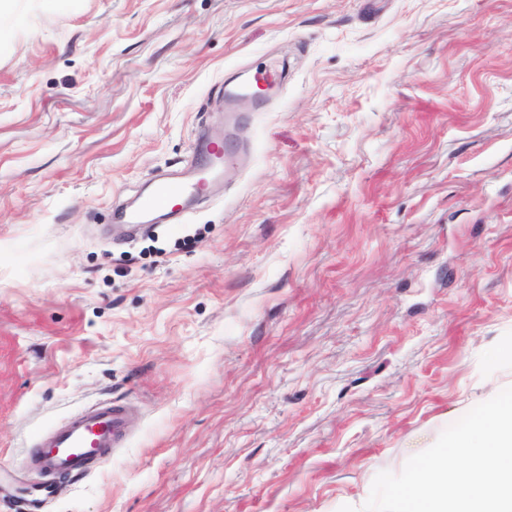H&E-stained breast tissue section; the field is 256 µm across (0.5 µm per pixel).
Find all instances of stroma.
Masks as SVG:
<instances>
[{
  "instance_id": "35a3bbf8",
  "label": "stroma",
  "mask_w": 512,
  "mask_h": 512,
  "mask_svg": "<svg viewBox=\"0 0 512 512\" xmlns=\"http://www.w3.org/2000/svg\"><path fill=\"white\" fill-rule=\"evenodd\" d=\"M202 132L223 183L115 237ZM508 338L512 0L0 14V512H338L512 383ZM100 401L140 418L108 462L30 465Z\"/></svg>"
}]
</instances>
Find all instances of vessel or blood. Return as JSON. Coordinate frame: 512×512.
I'll use <instances>...</instances> for the list:
<instances>
[{
  "instance_id": "obj_1",
  "label": "vessel or blood",
  "mask_w": 512,
  "mask_h": 512,
  "mask_svg": "<svg viewBox=\"0 0 512 512\" xmlns=\"http://www.w3.org/2000/svg\"><path fill=\"white\" fill-rule=\"evenodd\" d=\"M193 152L196 156L193 170L156 181L138 208L127 215L131 228H142L148 215L174 209L177 201L198 195L221 173L215 144L196 142ZM136 423L137 415L130 407L112 402L95 403L43 434L32 450L33 462L48 475L85 472L90 465L107 462L113 449L132 435Z\"/></svg>"
}]
</instances>
